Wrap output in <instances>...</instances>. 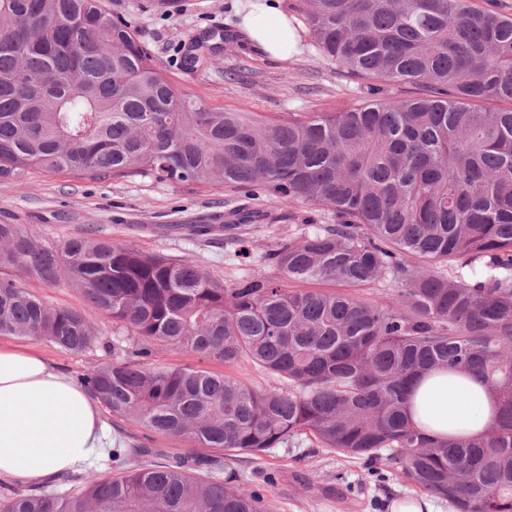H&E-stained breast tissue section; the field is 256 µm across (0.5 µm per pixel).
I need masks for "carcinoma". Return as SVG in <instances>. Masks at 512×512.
I'll list each match as a JSON object with an SVG mask.
<instances>
[{"label": "carcinoma", "mask_w": 512, "mask_h": 512, "mask_svg": "<svg viewBox=\"0 0 512 512\" xmlns=\"http://www.w3.org/2000/svg\"><path fill=\"white\" fill-rule=\"evenodd\" d=\"M301 11L319 54L367 81V100L279 120L210 108L103 0H0V181L219 183L331 220L271 245L280 277L230 286L192 259L90 232L51 247L0 224V335L69 353L98 339L83 312L9 277L19 271L81 289L137 341L226 367L248 359L274 381L257 391L199 367L95 366L81 384L113 418L207 452L151 461L152 449L118 441L105 460L116 474L68 476L64 493L4 481L0 512H268L224 478V460L303 434L386 461L456 512H512V15L467 0H303ZM381 82L412 94L383 98ZM386 278L397 290L377 300L332 289ZM437 369L483 377L498 400L484 434L434 441L409 423V385Z\"/></svg>", "instance_id": "cac0c4a2"}]
</instances>
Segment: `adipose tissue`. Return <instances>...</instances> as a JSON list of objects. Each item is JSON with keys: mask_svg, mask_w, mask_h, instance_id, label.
I'll return each instance as SVG.
<instances>
[{"mask_svg": "<svg viewBox=\"0 0 512 512\" xmlns=\"http://www.w3.org/2000/svg\"><path fill=\"white\" fill-rule=\"evenodd\" d=\"M242 27L275 58L297 41L277 0H264ZM411 424L430 437L475 436L495 422V401L475 375L437 371L420 379L407 399ZM88 393L40 355L0 346V475L30 482L74 472L111 444Z\"/></svg>", "mask_w": 512, "mask_h": 512, "instance_id": "obj_1", "label": "adipose tissue"}]
</instances>
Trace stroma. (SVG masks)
<instances>
[{
  "label": "stroma",
  "instance_id": "obj_1",
  "mask_svg": "<svg viewBox=\"0 0 512 512\" xmlns=\"http://www.w3.org/2000/svg\"><path fill=\"white\" fill-rule=\"evenodd\" d=\"M252 0H104L107 9L131 21L157 64L187 94L212 108L259 112L281 119L306 112H341L361 103L366 90L340 65L322 58L309 39L288 58L274 59L256 45L238 40L217 45L208 66L189 69L182 54L195 39L240 30ZM238 196L221 185L158 182L149 178L81 180L65 173H34L24 183L0 181V223L33 229L46 245L97 228L100 237L174 258L188 257L219 280L278 270L261 259L267 244L306 232L305 207L290 202L253 201L270 217L256 224L243 242L230 245L214 214L238 206ZM23 287L53 306L85 311L99 340L82 353H66L50 343L0 335V345L40 353L54 368L79 381L88 369L118 361L137 347L111 319L89 309L80 289L55 287L22 278ZM369 475L363 460L321 447L301 436L287 448L260 458L242 455L227 462L233 483L262 494L269 512H388L397 497L417 488L395 478L385 463Z\"/></svg>",
  "mask_w": 512,
  "mask_h": 512
}]
</instances>
